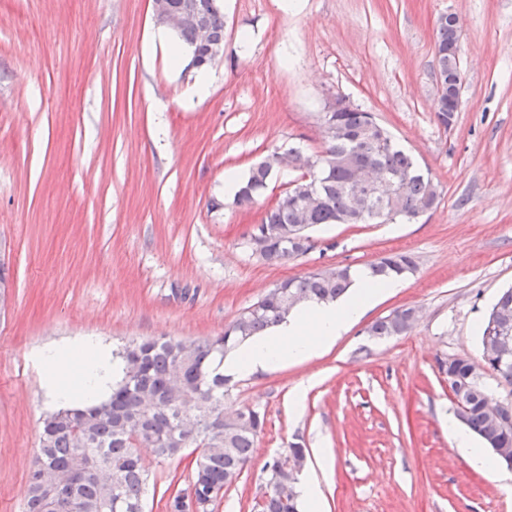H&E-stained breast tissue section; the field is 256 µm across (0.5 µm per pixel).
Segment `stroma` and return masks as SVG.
Wrapping results in <instances>:
<instances>
[{"instance_id":"stroma-1","label":"stroma","mask_w":512,"mask_h":512,"mask_svg":"<svg viewBox=\"0 0 512 512\" xmlns=\"http://www.w3.org/2000/svg\"><path fill=\"white\" fill-rule=\"evenodd\" d=\"M221 0L224 57L174 67L178 39L151 0H0V512H24L43 419L55 411L37 354L97 337L223 332L276 283L336 265L415 256L310 360L234 378L226 411L266 413L248 465L214 512H252L265 464L302 443L322 512H512V493L448 437L456 404L440 365L480 362V325L512 288V0ZM460 18L465 75L450 127L435 115L438 18ZM249 49H241L242 38ZM374 113L438 183L418 220L315 227L310 253L270 266L249 237L298 169L252 207L224 192L274 150L324 147L333 96ZM414 307L406 334L369 336ZM146 512H167L191 459L158 461Z\"/></svg>"}]
</instances>
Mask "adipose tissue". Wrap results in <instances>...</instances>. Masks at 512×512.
I'll return each instance as SVG.
<instances>
[{
    "mask_svg": "<svg viewBox=\"0 0 512 512\" xmlns=\"http://www.w3.org/2000/svg\"><path fill=\"white\" fill-rule=\"evenodd\" d=\"M403 285V280L395 276L374 286L365 274H356L348 296L335 302H314L294 311L270 334L248 339L229 352L221 370L224 375L239 377L312 358L335 343L374 300ZM40 366L47 397L59 403L76 397L89 402L106 399L125 368L122 359L91 337L73 348L47 350Z\"/></svg>",
    "mask_w": 512,
    "mask_h": 512,
    "instance_id": "1",
    "label": "adipose tissue"
}]
</instances>
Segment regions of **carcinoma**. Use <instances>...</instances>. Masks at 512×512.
I'll return each instance as SVG.
<instances>
[{
    "mask_svg": "<svg viewBox=\"0 0 512 512\" xmlns=\"http://www.w3.org/2000/svg\"><path fill=\"white\" fill-rule=\"evenodd\" d=\"M204 19L214 41H224V13L217 0H205ZM436 83L448 87V65H459L458 36L437 26ZM324 151L312 158L300 148L274 151L252 169L234 195L239 206H250L267 182L283 169V160L307 169L311 179L298 184L294 197L268 208L255 234L265 238L264 262L278 265L294 255L288 241L300 230L322 224H388L409 221L437 204L440 192L431 174L422 171L375 116L361 108L324 116ZM365 164L391 181L395 206L380 197L361 201L351 183V166ZM416 260L408 252L390 253L369 265L374 285L392 276L411 273ZM348 266L319 269L277 283L247 307L224 333L188 344L174 339H148L119 352L125 362L123 378L110 396L92 405L63 407L42 422L38 455L26 488V512H138L147 491L149 473L139 449H152L159 460L196 452L191 484L169 497L170 512H212L215 502L251 458L264 430L265 413L250 407L224 412L229 378L220 365L243 341L261 335L289 313L310 301L334 302L352 285ZM399 310L373 322L367 332L387 338L412 330ZM512 332V288L503 291L491 308L481 334L482 355ZM486 372L512 388V360L483 359ZM472 366L455 360L446 369L448 382L462 391L468 408L465 424L483 440L494 438L512 452V425L495 428L484 410L482 386L466 387ZM182 377V394L169 392L170 376ZM253 512H299L298 492L286 498L274 494L257 500Z\"/></svg>",
    "mask_w": 512,
    "mask_h": 512,
    "instance_id": "carcinoma-1",
    "label": "carcinoma"
}]
</instances>
